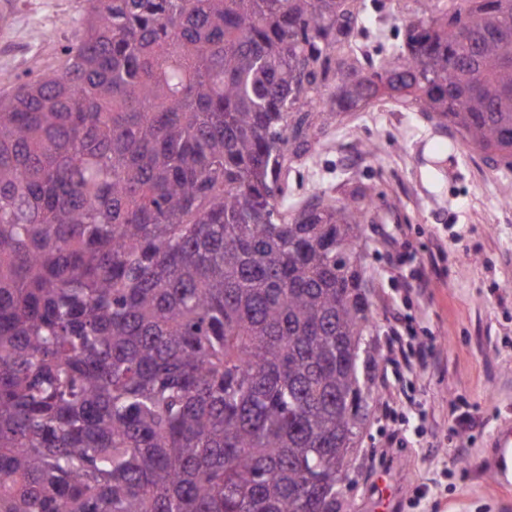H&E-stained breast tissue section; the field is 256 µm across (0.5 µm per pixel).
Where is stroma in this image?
<instances>
[{"mask_svg": "<svg viewBox=\"0 0 512 512\" xmlns=\"http://www.w3.org/2000/svg\"><path fill=\"white\" fill-rule=\"evenodd\" d=\"M372 33L361 54L400 51L406 19L422 0H364ZM83 0H0V95L17 80L60 70ZM310 150L288 162V201L371 187L376 206L361 226V273L373 311L365 345L373 358L368 418L347 456L339 512H375L381 483L393 512H512L491 462L496 427L512 422V172L451 151L447 129L392 100L337 111ZM426 290L406 289L412 274ZM424 346L428 367L388 377L392 329Z\"/></svg>", "mask_w": 512, "mask_h": 512, "instance_id": "35a3bbf8", "label": "stroma"}]
</instances>
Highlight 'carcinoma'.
<instances>
[{
	"label": "carcinoma",
	"mask_w": 512,
	"mask_h": 512,
	"mask_svg": "<svg viewBox=\"0 0 512 512\" xmlns=\"http://www.w3.org/2000/svg\"><path fill=\"white\" fill-rule=\"evenodd\" d=\"M86 0L0 96V512H339L372 312L345 183L288 211L309 113L393 99L512 170V0ZM367 5L366 14L371 23V36L365 40L361 47V55L364 57L384 56L392 52H398L404 48L403 20L420 16L423 0H358ZM382 53L377 56L378 51Z\"/></svg>",
	"instance_id": "1"
}]
</instances>
